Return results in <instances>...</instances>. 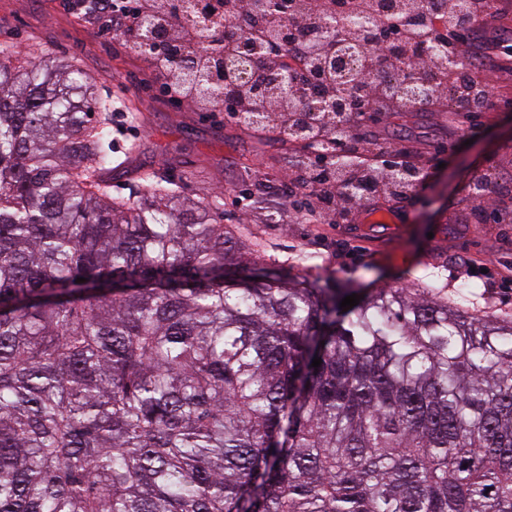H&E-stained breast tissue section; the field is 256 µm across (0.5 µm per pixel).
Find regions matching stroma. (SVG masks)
Segmentation results:
<instances>
[{"instance_id": "1", "label": "stroma", "mask_w": 512, "mask_h": 512, "mask_svg": "<svg viewBox=\"0 0 512 512\" xmlns=\"http://www.w3.org/2000/svg\"><path fill=\"white\" fill-rule=\"evenodd\" d=\"M38 61L41 48L94 80L93 95L111 98L112 150L126 160L112 173V193L134 198L145 191L144 174L180 185L191 198L220 197L224 221L257 229L284 272L307 267L361 286L415 287L416 276L456 293L472 286V314L512 315V222H467L473 206L469 183L496 170L512 178V110L454 113L447 108L388 112L363 122L358 133L378 144L401 138L408 159L424 177L414 200L379 199L388 223L353 215L347 224H293L281 185L298 150L268 128L238 125L221 108L205 110L172 100L131 42L100 35L78 21L66 0H0V43Z\"/></svg>"}]
</instances>
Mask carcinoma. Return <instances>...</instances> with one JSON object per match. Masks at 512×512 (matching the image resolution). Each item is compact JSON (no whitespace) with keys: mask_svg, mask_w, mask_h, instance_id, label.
<instances>
[{"mask_svg":"<svg viewBox=\"0 0 512 512\" xmlns=\"http://www.w3.org/2000/svg\"><path fill=\"white\" fill-rule=\"evenodd\" d=\"M174 9L195 49L164 73L213 107L251 43L210 57L224 17ZM358 19L332 41L362 58ZM250 61L239 120L274 127L278 70ZM364 74L330 77L356 123ZM89 84L0 48V512H512V318L429 285L344 312L360 289L284 276L219 198L112 196V101ZM319 126L311 108L287 133Z\"/></svg>","mask_w":512,"mask_h":512,"instance_id":"cac0c4a2","label":"carcinoma"}]
</instances>
